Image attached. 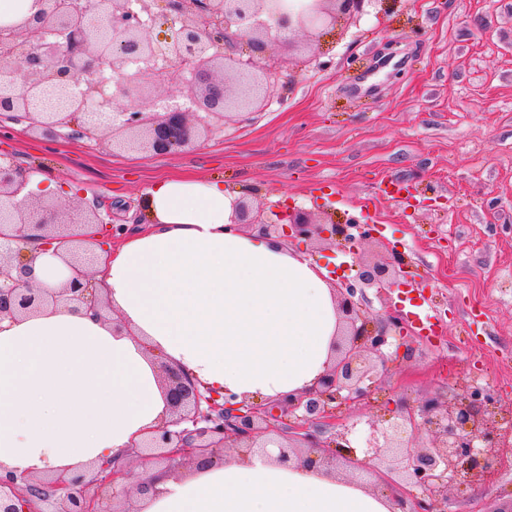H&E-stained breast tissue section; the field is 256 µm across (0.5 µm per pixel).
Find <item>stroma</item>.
<instances>
[{"label": "stroma", "instance_id": "1", "mask_svg": "<svg viewBox=\"0 0 512 512\" xmlns=\"http://www.w3.org/2000/svg\"><path fill=\"white\" fill-rule=\"evenodd\" d=\"M387 37L396 79L378 71ZM0 156L55 180L72 213L101 202L133 233L147 222L144 191L185 175L222 180L267 212L374 225L366 258L394 249L446 331L407 336L409 354L345 415L356 450L389 400L477 387L512 401V0H376L321 37L311 65L280 68L253 113L166 156L30 128L0 141ZM391 178L409 189L402 202L383 192ZM509 507L512 456L490 481L448 494L447 512Z\"/></svg>", "mask_w": 512, "mask_h": 512}]
</instances>
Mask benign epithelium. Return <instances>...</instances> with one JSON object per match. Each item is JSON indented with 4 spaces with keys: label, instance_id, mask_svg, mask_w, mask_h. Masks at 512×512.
<instances>
[{
    "label": "benign epithelium",
    "instance_id": "1",
    "mask_svg": "<svg viewBox=\"0 0 512 512\" xmlns=\"http://www.w3.org/2000/svg\"><path fill=\"white\" fill-rule=\"evenodd\" d=\"M366 0H35V11L0 22V118L41 127L53 137L99 142L112 138L121 151L166 155L193 146L222 121L267 99L278 70L274 52L296 54L299 37L353 19ZM167 33L153 35L157 20ZM183 86L178 98L160 88ZM53 88L68 101L65 112H32ZM28 172L0 161V320L63 304L96 320L107 316L88 267L97 247L114 245L124 228L93 211L81 224L58 201L28 188ZM235 224H258L266 236L306 246L316 240L355 255L356 274L337 286L338 331L326 369L299 394L263 405L219 402L179 365L165 366L161 384L170 419L128 446V456L149 461L163 474L192 463L205 473L226 461L227 450L247 461L264 456L291 468L301 461L327 474L338 469L375 476L395 489L391 512H445L454 485L490 479L501 463L503 437L490 415L495 398L477 389L435 393L405 402L387 424L369 422L364 456L352 451L349 428L329 438L313 425L334 426L341 409L368 399V382L387 372L395 357L391 339L407 335L396 308L374 321L364 308L367 290H397L404 270L396 254L369 261L358 245L372 228L351 220L323 224L302 211L288 223H267L247 201L236 202ZM37 242L62 258L69 275L44 288L33 275L36 255L12 242ZM123 457L59 474L0 475V512H132L119 507L130 489Z\"/></svg>",
    "mask_w": 512,
    "mask_h": 512
}]
</instances>
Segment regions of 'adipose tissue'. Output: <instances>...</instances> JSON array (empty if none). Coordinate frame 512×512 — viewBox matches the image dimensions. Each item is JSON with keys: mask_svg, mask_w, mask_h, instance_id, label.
Instances as JSON below:
<instances>
[{"mask_svg": "<svg viewBox=\"0 0 512 512\" xmlns=\"http://www.w3.org/2000/svg\"><path fill=\"white\" fill-rule=\"evenodd\" d=\"M222 182L161 178L143 195L150 227L103 277L128 324L60 306L0 320V474L83 470L165 419L155 362L254 402L323 371L337 331L323 272L280 241L239 232ZM141 512H390L377 493L304 466L229 461L166 482Z\"/></svg>", "mask_w": 512, "mask_h": 512, "instance_id": "ef3b65f1", "label": "adipose tissue"}]
</instances>
